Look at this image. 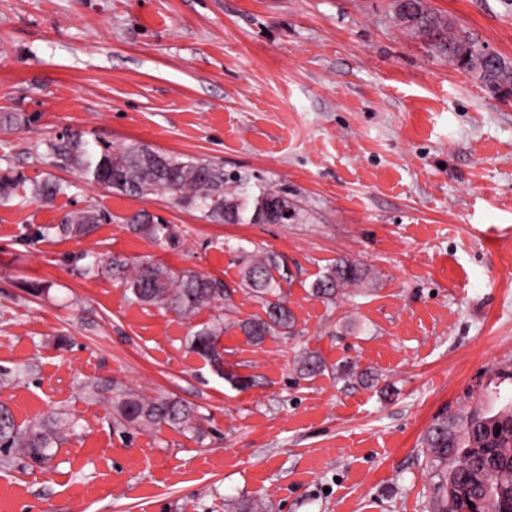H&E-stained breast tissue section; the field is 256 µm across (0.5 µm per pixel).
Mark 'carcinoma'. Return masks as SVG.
I'll list each match as a JSON object with an SVG mask.
<instances>
[{
	"label": "carcinoma",
	"instance_id": "obj_1",
	"mask_svg": "<svg viewBox=\"0 0 512 512\" xmlns=\"http://www.w3.org/2000/svg\"><path fill=\"white\" fill-rule=\"evenodd\" d=\"M394 17L399 26L422 40L432 54L452 65L466 61V71L473 73L485 87L497 93L505 85L512 87V62L481 48L468 32L446 16L425 5L424 0H394ZM44 155L51 165L65 169L89 183L106 186L132 197L163 194L184 207L204 211L216 223L272 224L298 218V210L288 196L274 188L261 191L249 217L247 207L234 192L224 191V170L211 163L182 160L156 152L147 145L133 142L113 149H96L79 132H67L44 142ZM25 185L22 176L0 172V197H10ZM64 193L60 182L50 177L31 185V197L45 205H53ZM106 219L97 209H75L56 226L59 234L75 240L86 238ZM126 229L133 235L156 245L176 244L181 228L140 210L126 218ZM241 253L238 288L224 280L192 270L174 271L152 261L134 263L129 258L113 255L106 260L81 252L73 260L83 262L85 275H109L121 281L140 304L171 310L190 319L200 309L220 306L230 310L233 293L244 290L262 306L263 315L231 321L221 314L213 316L187 339L192 351L217 367L223 366V352L218 340L233 328L254 344H262L269 336L298 334L296 317L290 307L283 284L291 278L288 265L280 256L262 245ZM374 271L361 262L339 257L328 264L311 285V294L327 303L336 302L348 287L371 288ZM300 370L315 374L325 369L322 359L306 352L299 359ZM83 393L96 398L112 393L116 410L114 424L134 425L155 430L164 425L201 433V414L194 406L171 397H146L131 389H122L110 381L83 385ZM73 431V423L63 412L22 425L11 410L0 405V467L10 469L22 461L43 466L55 455ZM421 448L436 466L443 468L434 512H460L467 505L480 512H512V406L494 416L472 410L455 414L443 411L425 430Z\"/></svg>",
	"mask_w": 512,
	"mask_h": 512
}]
</instances>
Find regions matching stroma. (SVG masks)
<instances>
[{"instance_id":"obj_1","label":"stroma","mask_w":512,"mask_h":512,"mask_svg":"<svg viewBox=\"0 0 512 512\" xmlns=\"http://www.w3.org/2000/svg\"><path fill=\"white\" fill-rule=\"evenodd\" d=\"M512 61V0H427ZM393 0H0V170L69 181L45 206L0 199V390L17 422L63 410L74 432L42 467L0 470V512H433L439 477L419 438L442 410L512 405V101L429 56ZM139 141L219 165L253 202L266 184L289 224H215L167 196L122 195L49 165L42 142ZM110 222L81 240L76 208ZM178 246L129 233L138 210ZM279 254L298 324L252 344L221 336L223 367L186 338L193 318L133 301L72 255L121 254L239 279L238 247ZM378 274L329 305L311 285L333 259ZM327 369L304 377L297 358ZM352 362L368 384L338 380ZM110 380L190 403L204 437L115 427ZM105 219L106 214L101 210L75 209L63 217L56 230L62 236L78 240L91 235Z\"/></svg>"}]
</instances>
